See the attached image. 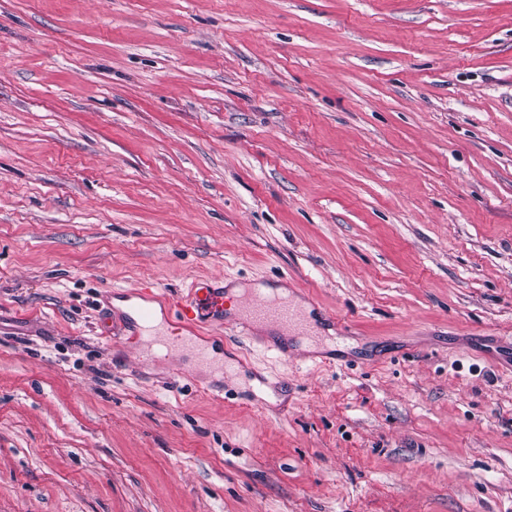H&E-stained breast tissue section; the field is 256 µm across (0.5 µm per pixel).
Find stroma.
I'll return each instance as SVG.
<instances>
[{
    "label": "stroma",
    "mask_w": 512,
    "mask_h": 512,
    "mask_svg": "<svg viewBox=\"0 0 512 512\" xmlns=\"http://www.w3.org/2000/svg\"><path fill=\"white\" fill-rule=\"evenodd\" d=\"M0 512H512V0H0ZM233 301L226 298L224 280H206L190 288L188 294L169 308H174V315L182 327L189 333H194L201 326L219 327L229 330H248L250 323L240 319L224 318V304ZM257 296L246 308L248 316L253 321L275 320L290 325L292 311L288 306L279 304L275 299H268L266 295L254 292Z\"/></svg>",
    "instance_id": "35a3bbf8"
}]
</instances>
